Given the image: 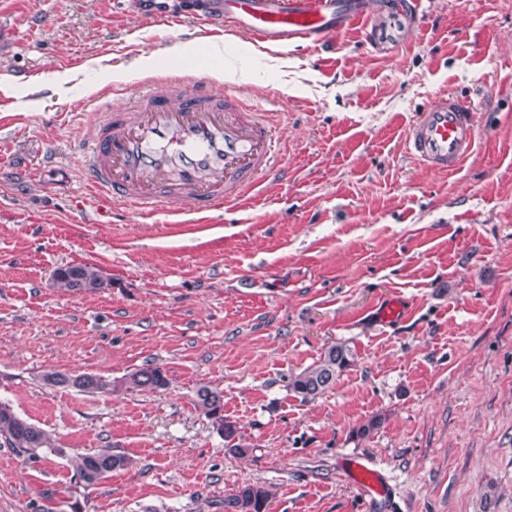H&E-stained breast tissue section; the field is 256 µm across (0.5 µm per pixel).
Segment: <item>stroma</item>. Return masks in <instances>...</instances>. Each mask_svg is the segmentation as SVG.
Returning <instances> with one entry per match:
<instances>
[{"mask_svg": "<svg viewBox=\"0 0 512 512\" xmlns=\"http://www.w3.org/2000/svg\"><path fill=\"white\" fill-rule=\"evenodd\" d=\"M176 0H0V400L45 429L39 461L0 447V512H224L266 485L268 512H512V0H424L395 55L361 26L320 49L174 27ZM142 57L151 69L127 80ZM235 91L279 133L285 169L200 223L102 203L73 154L96 100L169 74ZM451 92L476 113L472 157L436 174L406 154L416 114ZM66 264L110 288L53 286ZM404 298L407 319L373 316ZM346 343L352 366L305 401L290 375ZM161 366L166 390L87 395L48 370L116 379ZM224 394L247 456L194 406ZM382 424L369 435L361 426ZM131 466L85 487L77 456ZM387 475L377 503L339 462ZM270 491L258 483H244L224 497V512H268Z\"/></svg>", "mask_w": 512, "mask_h": 512, "instance_id": "1", "label": "stroma"}]
</instances>
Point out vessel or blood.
<instances>
[{"label": "vessel or blood", "mask_w": 512, "mask_h": 512, "mask_svg": "<svg viewBox=\"0 0 512 512\" xmlns=\"http://www.w3.org/2000/svg\"><path fill=\"white\" fill-rule=\"evenodd\" d=\"M422 0H404L371 20L364 0H209L201 11L177 15L180 25L202 23L232 29L249 41L279 47L319 48L350 25L363 21L378 49L400 46L418 23ZM477 141L475 115L459 97L443 93L413 122L407 154L438 173L458 171ZM87 186L105 202L142 214L161 203L192 201L210 215L244 200L278 166L277 140L260 113L237 95L206 84H188L178 102L145 91L124 106H107L98 130L77 145ZM350 482L373 498H385L390 484L366 459H347Z\"/></svg>", "instance_id": "b4317fda"}]
</instances>
